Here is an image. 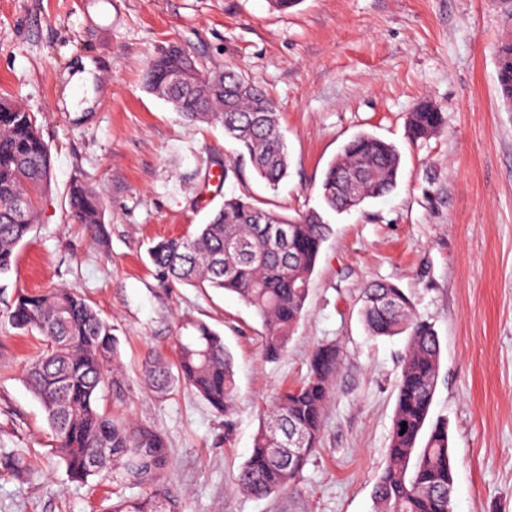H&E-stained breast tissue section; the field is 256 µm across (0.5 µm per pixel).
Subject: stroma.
<instances>
[{
  "label": "stroma",
  "instance_id": "stroma-1",
  "mask_svg": "<svg viewBox=\"0 0 512 512\" xmlns=\"http://www.w3.org/2000/svg\"><path fill=\"white\" fill-rule=\"evenodd\" d=\"M512 32L500 0H0V94L38 118L50 152L33 232L0 288V512H108L135 489L75 482L24 370L42 336L14 329L18 290L79 291L119 339L113 384L99 400L119 423L166 441L161 479L184 512H375L387 464L406 339L370 336L363 290L391 283L433 325L440 371L430 416L448 422L452 512H512V108L496 47ZM179 45L203 72L233 68L276 101L288 176L270 188L214 123L180 117L147 92L152 59ZM95 65L88 112L69 111L75 64ZM428 101L445 123L410 144V112ZM401 152L396 188L357 209L326 212L332 228L303 316L277 361L236 296L162 285L147 256L162 238L207 223L227 196L294 216L322 206L323 173L354 136ZM235 166L218 182L213 170ZM102 193V224L74 221L67 191ZM224 338L237 385L230 418L177 385L157 392L153 357L175 361L183 324ZM342 362L319 451L286 491L257 498L234 477L276 390L307 375L314 348ZM17 455L27 466L11 469Z\"/></svg>",
  "mask_w": 512,
  "mask_h": 512
}]
</instances>
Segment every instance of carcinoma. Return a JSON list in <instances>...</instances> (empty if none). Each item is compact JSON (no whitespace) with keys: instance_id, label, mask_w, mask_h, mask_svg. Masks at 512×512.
<instances>
[{"instance_id":"cac0c4a2","label":"carcinoma","mask_w":512,"mask_h":512,"mask_svg":"<svg viewBox=\"0 0 512 512\" xmlns=\"http://www.w3.org/2000/svg\"><path fill=\"white\" fill-rule=\"evenodd\" d=\"M497 80L504 103L512 107V35L497 45ZM145 87L166 98L189 121H216L238 142L254 171L277 185L288 172V152L273 99L238 72L202 77L194 60L172 47L154 59ZM443 113L419 103L408 120L414 144L437 133ZM401 154L397 146L368 134L346 143L326 169L319 187L323 208L345 212L381 197L397 185ZM49 173V148L35 114L0 97V280L16 267L18 248L32 232L37 200ZM72 216L100 224L103 199L87 185L68 190ZM330 232L323 213L312 209L287 216L233 196L192 234L164 238L149 250L156 277L164 284L216 288L254 308L264 328L263 351L279 359L302 318L322 244ZM364 320L372 336H407L400 361L396 408L378 477L376 512H451L453 464L448 423H429L439 374L440 340L433 326L418 318L409 298L390 283L365 288ZM14 328L35 331L45 349L25 367V379L41 404L56 440L55 452L69 476L85 481L112 476L132 487H147L112 504L109 512H183L179 495L159 485L167 465L166 445L147 428L120 425L99 409L110 384L109 367L118 356L112 325L70 288L21 291L10 305ZM191 335L178 338L177 374L159 359L147 376L164 391L182 384L219 413L234 405L236 383L223 337L203 322H190ZM341 361L333 344L317 346L306 378L277 392L260 417L250 456L236 486L265 497L289 488L318 451L324 412ZM407 427H402V423Z\"/></svg>"}]
</instances>
